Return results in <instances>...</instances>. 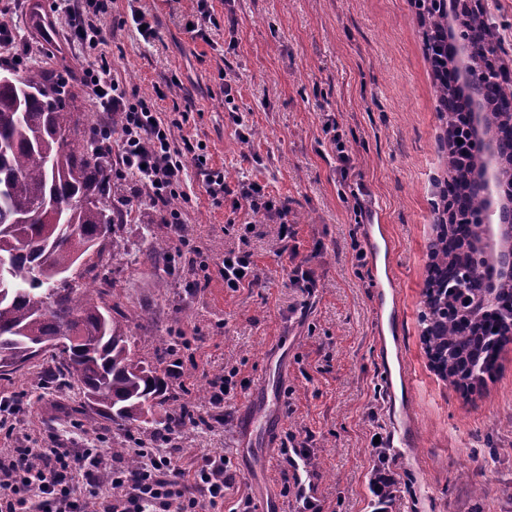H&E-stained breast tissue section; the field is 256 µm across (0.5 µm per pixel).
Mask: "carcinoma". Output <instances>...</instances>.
I'll return each mask as SVG.
<instances>
[{"instance_id":"cac0c4a2","label":"carcinoma","mask_w":512,"mask_h":512,"mask_svg":"<svg viewBox=\"0 0 512 512\" xmlns=\"http://www.w3.org/2000/svg\"><path fill=\"white\" fill-rule=\"evenodd\" d=\"M426 54L435 72L437 112L446 118L463 103L460 90L448 84V4L418 0ZM480 49L495 52L503 37L495 22L472 18ZM481 94L494 111L512 114V78L488 82ZM75 95L42 67H30L9 82L0 81V257H14L3 275L0 295V376L12 375L39 358L50 360L43 380L64 377L78 389L98 417L132 425L149 423L156 406H170L166 423H179L186 408L175 403L166 374L135 357L128 335L129 316L109 305L104 293L63 280L86 254L97 263L126 255L114 228L123 214L112 204V169L107 150L86 139ZM457 177L483 167L479 155L465 156ZM462 208L477 212L485 200L461 188ZM83 195L90 204L62 208ZM483 242L476 225L458 224L451 236L433 245L431 277L421 319L428 355L448 378L481 380L491 374L508 337L499 327L501 309L512 307V282L501 284L498 305L481 317L448 316L462 293L448 287L459 265L457 241ZM54 297L47 311L40 298ZM50 345L34 354L36 342Z\"/></svg>"}]
</instances>
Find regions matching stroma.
Listing matches in <instances>:
<instances>
[{
	"mask_svg": "<svg viewBox=\"0 0 512 512\" xmlns=\"http://www.w3.org/2000/svg\"><path fill=\"white\" fill-rule=\"evenodd\" d=\"M218 21L209 41L184 27L197 0H114L106 17V54L131 96L153 95L178 78L156 108L188 113L175 137L206 142L208 165L226 182L255 181L288 204L297 253L282 251L277 224L253 219L231 201L214 204L204 173L189 167L192 202L185 240L163 224L131 178H113L124 215L115 235L124 260L97 267L109 303L131 314L138 357H162L180 403L208 427L174 428L170 445L187 464L208 453L228 457L236 480L221 512L243 497H268L289 512L280 448L256 438L249 460L235 452V422L259 389L277 402L281 434H312L310 450L322 512H371L368 479L377 455L374 434L388 435L385 384L375 340L377 290L393 279L401 308V349L414 379L415 443L396 470L394 512H512V342L483 385L463 388L432 368L419 314L429 251L442 213L435 178L448 157L439 150L443 124L424 52L416 0H209ZM157 15L158 33L143 40L129 24L131 8ZM27 8L11 16L21 28L15 51L24 63L61 74L77 96L88 136L105 114L82 75L93 59L72 45L63 24L51 41L29 25ZM233 15L234 25L224 23ZM241 112L249 142L231 121ZM336 115L350 156L341 173L322 129ZM361 212H354V201ZM252 222L246 240L229 227ZM246 247L261 285L230 292L220 275L224 252ZM208 258L211 282L195 288L194 250ZM174 256L166 270L149 251ZM313 270L315 295L293 282L295 267ZM236 368L240 384L225 408L212 407L210 380ZM35 366L0 378V397L19 402L15 436L56 437L82 447L86 433L113 442L150 440V433L92 418L76 390L39 385Z\"/></svg>",
	"mask_w": 512,
	"mask_h": 512,
	"instance_id": "35a3bbf8",
	"label": "stroma"
}]
</instances>
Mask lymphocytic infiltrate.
<instances>
[{"instance_id": "obj_1", "label": "lymphocytic infiltrate", "mask_w": 512, "mask_h": 512, "mask_svg": "<svg viewBox=\"0 0 512 512\" xmlns=\"http://www.w3.org/2000/svg\"><path fill=\"white\" fill-rule=\"evenodd\" d=\"M52 10L62 17L74 45L93 50L105 45L102 20L111 13L112 0H54ZM84 82L101 111L123 116L116 160L120 173H136L145 202L158 209L163 223L182 233V214L170 203L183 196L188 163L203 157L206 144L187 136L175 139L179 119H160L156 109L164 90L130 98L113 75L108 57L85 71ZM204 189L214 202L229 198L234 207L278 222L281 247L290 249L296 232L285 219L288 207L266 194L263 185L252 181L232 187L223 171L210 169ZM222 270L230 291L260 284L248 250L225 251ZM96 443L91 436L82 448L59 443L39 448L31 441L0 448V512H204L218 508L225 490L235 482L229 460L222 456L205 454L186 468L167 449L138 440L132 451L141 467L132 474L105 456Z\"/></svg>"}]
</instances>
